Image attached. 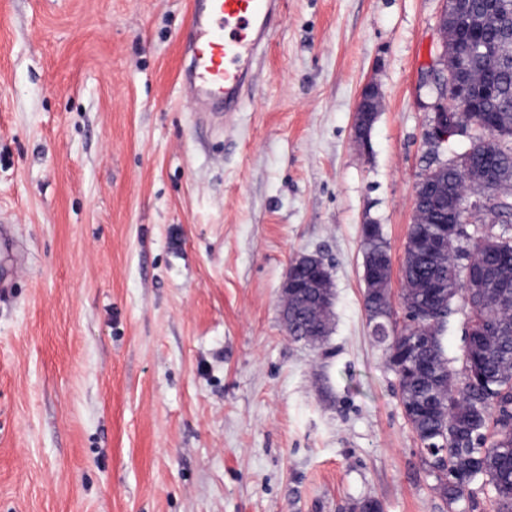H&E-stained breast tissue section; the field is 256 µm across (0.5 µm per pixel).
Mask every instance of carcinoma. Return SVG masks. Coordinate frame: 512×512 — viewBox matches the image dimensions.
<instances>
[{"instance_id":"obj_1","label":"carcinoma","mask_w":512,"mask_h":512,"mask_svg":"<svg viewBox=\"0 0 512 512\" xmlns=\"http://www.w3.org/2000/svg\"><path fill=\"white\" fill-rule=\"evenodd\" d=\"M512 24V0H470L466 16L449 22L484 44L469 61L471 99L468 150L431 170L425 177L448 188L442 200L424 192L414 200L416 218L408 239L418 241L437 230H448V265L422 250L406 248L402 268L408 284L403 296L401 334L420 340L418 351L402 346L388 356L389 365L413 358L424 367L417 375L398 377L402 404L419 440L433 445L430 467L441 474L439 491L452 509L471 482L482 480L496 494V512H512V294L499 296L492 309L467 305L468 319L479 320L489 333L484 348L463 352L452 360L445 354L442 333L453 313V301H435L431 281L448 271L452 297L466 282V261L478 254L482 265L512 288V235L493 232V224L512 214V196L486 209L491 224L470 228L452 223L468 179L485 192H502L512 186V54L502 55L501 38ZM327 330V314L311 306L302 309L289 335L298 340ZM460 376L457 390L445 387L443 371Z\"/></svg>"}]
</instances>
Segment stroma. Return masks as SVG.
<instances>
[{"label": "stroma", "mask_w": 512, "mask_h": 512, "mask_svg": "<svg viewBox=\"0 0 512 512\" xmlns=\"http://www.w3.org/2000/svg\"><path fill=\"white\" fill-rule=\"evenodd\" d=\"M190 0H0V512H495L441 497L364 305L380 225L402 319L423 77L444 0H280L239 110L182 91ZM380 111L354 135L362 88ZM335 301L292 339L282 284ZM286 297L283 317L290 336L297 340L307 336H317L319 331L327 333V313L316 307L302 309L295 327L298 312L308 304V299L316 305L332 308L335 300L333 284L323 260L314 255H300L295 258L282 285Z\"/></svg>", "instance_id": "obj_1"}]
</instances>
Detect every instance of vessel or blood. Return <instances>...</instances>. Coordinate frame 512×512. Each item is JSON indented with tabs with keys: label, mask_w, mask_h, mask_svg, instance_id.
<instances>
[{
	"label": "vessel or blood",
	"mask_w": 512,
	"mask_h": 512,
	"mask_svg": "<svg viewBox=\"0 0 512 512\" xmlns=\"http://www.w3.org/2000/svg\"><path fill=\"white\" fill-rule=\"evenodd\" d=\"M278 10V0H193L182 33L181 85L196 103L235 111L251 88V62L271 36Z\"/></svg>",
	"instance_id": "obj_1"
}]
</instances>
